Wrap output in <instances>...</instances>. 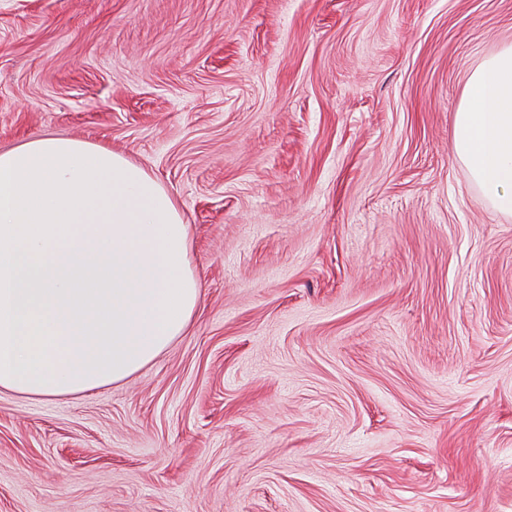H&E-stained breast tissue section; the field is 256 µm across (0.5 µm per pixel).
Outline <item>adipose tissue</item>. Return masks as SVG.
Listing matches in <instances>:
<instances>
[{"instance_id":"ef3b65f1","label":"adipose tissue","mask_w":512,"mask_h":512,"mask_svg":"<svg viewBox=\"0 0 512 512\" xmlns=\"http://www.w3.org/2000/svg\"><path fill=\"white\" fill-rule=\"evenodd\" d=\"M453 150L512 214V47L469 74ZM200 295L188 226L144 167L62 137L0 152V389L53 397L121 381L185 332Z\"/></svg>"}]
</instances>
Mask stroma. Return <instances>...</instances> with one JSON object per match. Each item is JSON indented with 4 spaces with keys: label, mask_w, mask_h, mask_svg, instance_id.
Segmentation results:
<instances>
[{
    "label": "stroma",
    "mask_w": 512,
    "mask_h": 512,
    "mask_svg": "<svg viewBox=\"0 0 512 512\" xmlns=\"http://www.w3.org/2000/svg\"><path fill=\"white\" fill-rule=\"evenodd\" d=\"M512 0H0V151L177 202L192 321L124 381L0 390V512H512V216L452 148Z\"/></svg>",
    "instance_id": "1"
}]
</instances>
